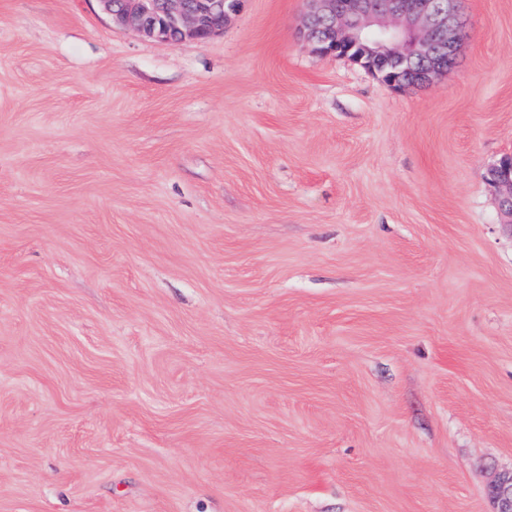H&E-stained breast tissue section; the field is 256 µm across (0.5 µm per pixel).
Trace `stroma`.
<instances>
[{"instance_id": "obj_1", "label": "stroma", "mask_w": 512, "mask_h": 512, "mask_svg": "<svg viewBox=\"0 0 512 512\" xmlns=\"http://www.w3.org/2000/svg\"><path fill=\"white\" fill-rule=\"evenodd\" d=\"M306 5L171 44L0 0V512H491L512 0L399 90ZM487 180L498 193L502 224L512 225V152L504 155L489 170Z\"/></svg>"}]
</instances>
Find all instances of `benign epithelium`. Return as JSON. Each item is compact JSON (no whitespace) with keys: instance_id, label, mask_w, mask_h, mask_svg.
Instances as JSON below:
<instances>
[{"instance_id":"benign-epithelium-1","label":"benign epithelium","mask_w":512,"mask_h":512,"mask_svg":"<svg viewBox=\"0 0 512 512\" xmlns=\"http://www.w3.org/2000/svg\"><path fill=\"white\" fill-rule=\"evenodd\" d=\"M112 24L166 42L205 41L224 32L243 0H99ZM458 0H311L303 35L313 41L323 27L327 36L315 43L323 56L348 57L362 46L397 69L389 85L424 84L452 66L458 56L464 22ZM498 193L503 223L512 225V152L488 172ZM492 512H512V470L488 482Z\"/></svg>"}]
</instances>
